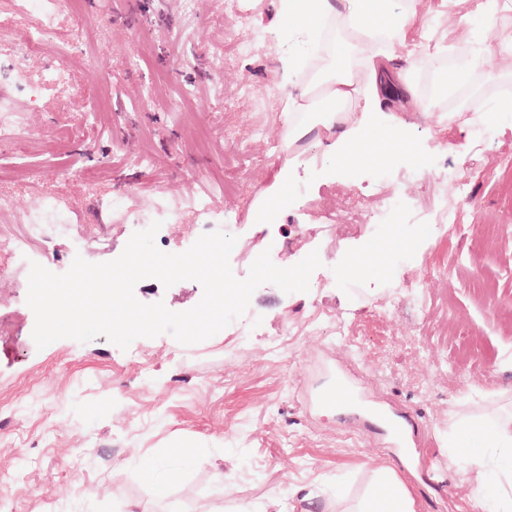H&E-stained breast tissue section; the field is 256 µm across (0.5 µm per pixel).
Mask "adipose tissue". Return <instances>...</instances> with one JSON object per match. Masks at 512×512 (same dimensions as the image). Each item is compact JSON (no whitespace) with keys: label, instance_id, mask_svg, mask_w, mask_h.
I'll use <instances>...</instances> for the list:
<instances>
[{"label":"adipose tissue","instance_id":"adipose-tissue-1","mask_svg":"<svg viewBox=\"0 0 512 512\" xmlns=\"http://www.w3.org/2000/svg\"><path fill=\"white\" fill-rule=\"evenodd\" d=\"M434 11L455 16L452 44L472 37V15L483 14L490 25L496 20L494 0H441L435 6L430 0H277L270 32L286 45L279 70L290 86L281 98L288 157L253 222L269 223L287 207L290 156L306 144L321 148L330 165L346 173L408 153L412 134L384 109L377 60L425 29ZM448 438L449 460L465 463L473 474V501L493 488L495 512H512V417L452 415ZM348 512H414V501L390 470L381 469Z\"/></svg>","mask_w":512,"mask_h":512}]
</instances>
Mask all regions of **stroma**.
<instances>
[{"label": "stroma", "instance_id": "obj_1", "mask_svg": "<svg viewBox=\"0 0 512 512\" xmlns=\"http://www.w3.org/2000/svg\"><path fill=\"white\" fill-rule=\"evenodd\" d=\"M275 8L276 0L253 8L261 36L244 56L236 49L239 33L225 32L215 0H198L188 20L181 0H144L139 12L128 0H71L42 55L26 61L25 80L41 83L45 64L69 52L74 33L82 35L73 86L44 85L39 99L22 107L21 142L0 144V166L13 170L0 178V196L13 200L0 213V512H229L241 501L256 512H292L296 486L349 478L357 495L381 468L410 492L415 512H493V497L474 504L467 475L449 467L446 436L452 413L512 412V101L498 98L486 81L491 75L512 85V67L497 61L481 66L464 88L496 115L479 120L482 154L468 170H460L455 148L468 144L471 130L452 122L438 131L420 95L399 99L395 108L412 132L414 154L386 163L388 188L406 189L403 171L413 159L449 202L457 176H465L478 206L465 211L462 225L419 248L392 251L380 275L368 267L305 293L272 284L253 293L248 311L262 332L299 329L284 384L260 374L266 350L258 337L238 335L231 325L193 345L167 334L136 339L125 350L102 336L35 345L28 278L8 238L26 223L39 193L54 195L73 220L71 233L37 247V263L57 274L75 257L102 263L123 252L131 232L109 206L118 196L142 208L158 193L174 205L191 195L210 198L234 216L223 230L237 238L230 265L240 279L277 236L287 242L279 266L318 253L317 282L386 240L393 225L416 233L406 212L372 224L373 169L345 176L313 146L299 157L294 178L305 197L290 196L274 223H251L250 207L270 190L282 151L281 47L266 34ZM446 27L434 18L428 38L382 61L385 85L411 63L417 87L425 88L433 75L426 41L440 39ZM186 90L194 95L191 109L176 111ZM219 93L233 99L231 110L220 111ZM144 149L157 164L129 165V155ZM84 165L99 167L95 184L79 175ZM221 171L236 179V194H225L216 179ZM346 195L362 205L352 222L337 210ZM315 224L331 225L324 241L313 237ZM205 231L188 209L181 223L160 228L156 244L181 253ZM403 279L423 281L431 304L424 317L399 305L395 284ZM483 283L492 292L480 291ZM135 295L182 312L203 289L193 280L167 288L146 278ZM344 312L361 326L359 336L309 323L317 314ZM339 366L368 399L388 401L429 428L438 479L407 470L382 436L353 435L338 409L319 404ZM144 456L177 472L167 497H156L143 479Z\"/></svg>", "mask_w": 512, "mask_h": 512}]
</instances>
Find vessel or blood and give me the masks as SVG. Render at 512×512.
I'll return each mask as SVG.
<instances>
[{"label": "vessel or blood", "instance_id": "b4317fda", "mask_svg": "<svg viewBox=\"0 0 512 512\" xmlns=\"http://www.w3.org/2000/svg\"><path fill=\"white\" fill-rule=\"evenodd\" d=\"M323 404L330 407L347 406L358 414L360 428L384 432L392 454L405 461H413L419 446L422 423L411 415H398L385 408L367 409L358 403L356 384L344 376H337L334 388L322 396Z\"/></svg>", "mask_w": 512, "mask_h": 512}]
</instances>
